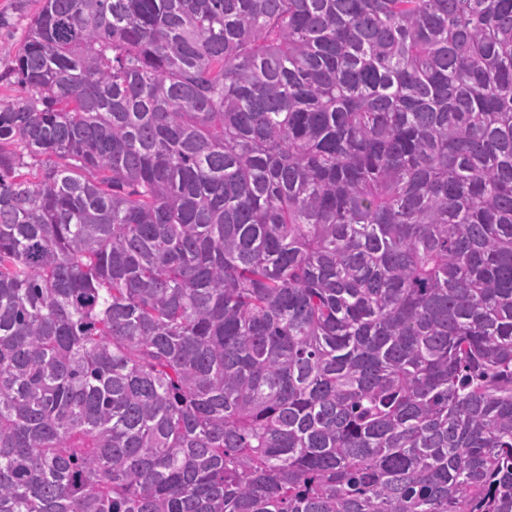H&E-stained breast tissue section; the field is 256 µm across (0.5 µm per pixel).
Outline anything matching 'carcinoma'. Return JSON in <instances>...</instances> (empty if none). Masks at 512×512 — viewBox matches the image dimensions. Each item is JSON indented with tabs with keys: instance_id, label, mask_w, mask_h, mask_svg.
<instances>
[{
	"instance_id": "obj_1",
	"label": "carcinoma",
	"mask_w": 512,
	"mask_h": 512,
	"mask_svg": "<svg viewBox=\"0 0 512 512\" xmlns=\"http://www.w3.org/2000/svg\"><path fill=\"white\" fill-rule=\"evenodd\" d=\"M0 101V512H512V0H41Z\"/></svg>"
}]
</instances>
